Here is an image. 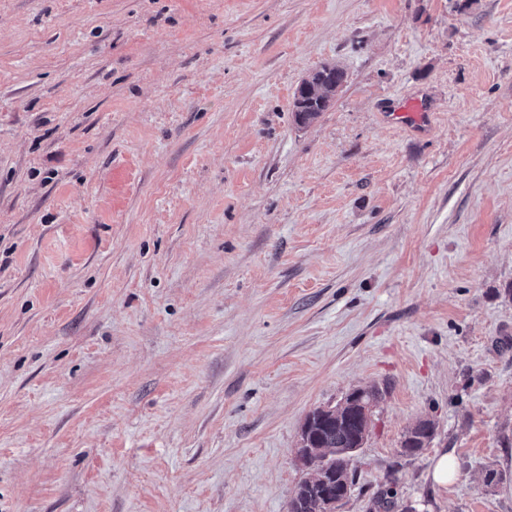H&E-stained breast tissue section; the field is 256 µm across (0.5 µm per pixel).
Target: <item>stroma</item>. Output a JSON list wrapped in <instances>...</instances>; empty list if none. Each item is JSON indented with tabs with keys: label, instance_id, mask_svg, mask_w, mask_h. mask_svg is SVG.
I'll use <instances>...</instances> for the list:
<instances>
[{
	"label": "stroma",
	"instance_id": "stroma-1",
	"mask_svg": "<svg viewBox=\"0 0 512 512\" xmlns=\"http://www.w3.org/2000/svg\"><path fill=\"white\" fill-rule=\"evenodd\" d=\"M370 386L339 512H512V0H0V512H288ZM311 83L320 86L322 94L310 93L304 96L298 89L294 93L293 109L294 120L297 124L307 125L315 120L321 112H325L338 89L345 80L344 70L337 65H323L311 73ZM427 108L417 102L413 106H398L393 112H388L389 120L398 124L410 123L416 130L422 131L425 126V113ZM435 431V423L429 419L419 420L413 428L407 430L401 441L402 453L414 455L430 442Z\"/></svg>",
	"mask_w": 512,
	"mask_h": 512
}]
</instances>
